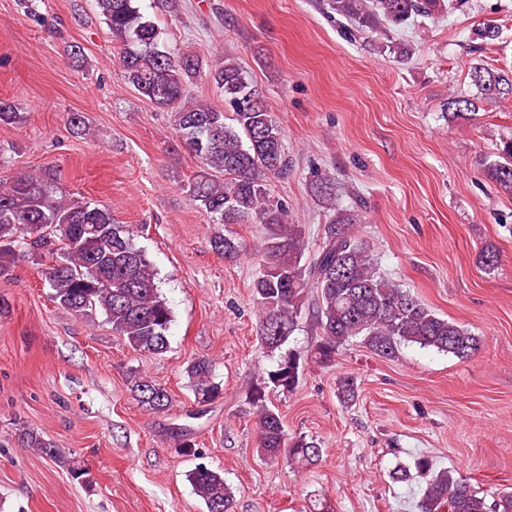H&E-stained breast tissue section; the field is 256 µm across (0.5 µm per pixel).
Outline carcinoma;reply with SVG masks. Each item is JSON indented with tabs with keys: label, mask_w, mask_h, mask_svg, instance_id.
<instances>
[{
	"label": "carcinoma",
	"mask_w": 512,
	"mask_h": 512,
	"mask_svg": "<svg viewBox=\"0 0 512 512\" xmlns=\"http://www.w3.org/2000/svg\"><path fill=\"white\" fill-rule=\"evenodd\" d=\"M114 40L121 44L124 77L140 94L171 110L180 143L199 161L188 181L192 201L221 224L256 222L271 235L264 242L266 261L252 283V301L261 347L273 352L294 333L304 313L320 329L311 357L331 362L336 350L359 338L384 358L399 348L417 345L463 360L479 345L465 327L439 316L409 289L385 278L366 244L349 231L359 221L355 209L336 206L333 182L324 175L313 184L332 216L318 247L309 250L301 225L289 222L288 210L275 200L269 181L288 174L283 130L265 108L247 72L234 60L211 66L210 75L224 89V109L188 100L187 87L200 62L168 49L162 31L140 6V0H95ZM445 0H329L337 15L368 32L402 24L413 16L443 9ZM470 80L478 95H452L448 119L464 124L486 104L512 97V71L474 66ZM482 176L512 196V139L501 141L498 159L486 162ZM22 246L40 259L50 300L80 319L105 316L112 331L136 352L161 357L168 352L173 313L160 292L158 272L134 243V229L117 224L112 213L91 201L57 195L44 173L19 172L0 184V276H8L14 249ZM224 258L243 250L240 242H216ZM303 371L301 356L288 351L257 381L249 393L258 450L268 461L288 453V461L308 466L318 461L321 445L313 438L290 436L271 407L270 393L294 390ZM195 402L192 419L222 397L210 359L197 357L187 366ZM129 387L145 410L166 413L172 398L162 384L132 373ZM22 442L63 466L70 461L60 449L33 431ZM427 477L422 512H512V492L493 502L450 471H435L426 457L414 462ZM206 512H232L233 492L224 473L199 464L187 475Z\"/></svg>",
	"instance_id": "cac0c4a2"
}]
</instances>
